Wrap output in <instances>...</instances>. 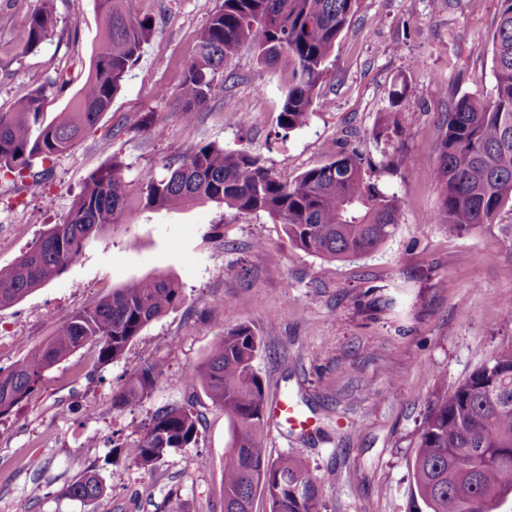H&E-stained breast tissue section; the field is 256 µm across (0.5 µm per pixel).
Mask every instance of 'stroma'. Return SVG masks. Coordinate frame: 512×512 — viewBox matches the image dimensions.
<instances>
[{
	"label": "stroma",
	"mask_w": 512,
	"mask_h": 512,
	"mask_svg": "<svg viewBox=\"0 0 512 512\" xmlns=\"http://www.w3.org/2000/svg\"><path fill=\"white\" fill-rule=\"evenodd\" d=\"M223 0H128L155 33L98 125L55 158L45 184L0 180V265L60 223L110 153L128 178L160 173L199 143L259 154L285 180L357 149L372 182L401 202L399 226L375 252L340 260L292 245L267 213L214 203L178 212L135 213L91 240L57 279L0 309V366L25 356L63 315L112 289L157 274L174 277L184 304L146 326L122 358L98 363L84 348L48 370L38 390L0 420V512H222L227 424L188 370L224 330L250 325L262 338L255 367L271 394L303 403L308 425L268 422V458L291 453L318 479L327 512H411L410 461L437 394L455 388L498 346L512 341V259L500 225L454 236L433 220L438 130L450 103L486 98L493 84L497 0H359L327 62L313 113L280 136L284 76L240 50L232 87L182 118L183 67ZM41 0H0V109L64 76L49 115L84 83L98 42L95 0H55L56 35L22 53L25 23ZM404 94L398 128L384 125L392 91ZM111 137V151L102 140ZM402 152L406 163L387 166ZM136 247H129V238ZM263 238L264 252L253 242ZM398 299L395 308L386 297ZM163 365L151 396L123 409L112 395L142 367ZM185 405L200 415L195 445L148 474L112 462V446L135 440L154 412ZM97 472L103 495L69 497Z\"/></svg>",
	"instance_id": "35a3bbf8"
}]
</instances>
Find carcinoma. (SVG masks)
Here are the masks:
<instances>
[{
    "instance_id": "obj_1",
    "label": "carcinoma",
    "mask_w": 512,
    "mask_h": 512,
    "mask_svg": "<svg viewBox=\"0 0 512 512\" xmlns=\"http://www.w3.org/2000/svg\"><path fill=\"white\" fill-rule=\"evenodd\" d=\"M100 39L88 76L72 103L44 119L60 78L47 81L0 112V178L44 182L47 164L69 151L108 111L128 73L138 64L155 26L126 6L96 0ZM499 4L493 33V86L489 96L455 99L439 134L437 182L441 205L434 220L455 235L495 222L512 204V0ZM358 0H224L198 34L197 52L185 64L180 93L183 118L224 90L227 64L245 45L260 65L288 72L277 126L289 133L308 123L326 74V62ZM53 0L26 22L22 51L29 53L57 29ZM118 154L88 178L59 224L12 263L0 266V308L59 277L86 243L136 210L174 211L191 202H213L249 214L264 212L283 224L289 241L330 259L370 253L395 233L400 201L367 178L364 157L342 151L328 164L283 180L246 150L197 144L166 161L162 172L133 182ZM185 302L169 276L114 288L94 305L61 318L51 336L8 369L0 368V417L39 387L56 364L90 345L100 364L120 359L151 322ZM261 338L240 324L224 332L203 362L189 371L224 410L229 445L224 454V512H253L257 492L269 512H324L322 493L303 461L292 454L273 460L263 449L270 393L254 368ZM166 375L158 364L140 369L112 397L121 409L147 399ZM199 414L186 406L155 411L131 443L112 447V463L148 472L178 448L196 443ZM413 502L422 512H495L512 502V342L481 363L454 391L441 394L425 417L411 459ZM104 491L96 472L67 488L91 501Z\"/></svg>"
}]
</instances>
